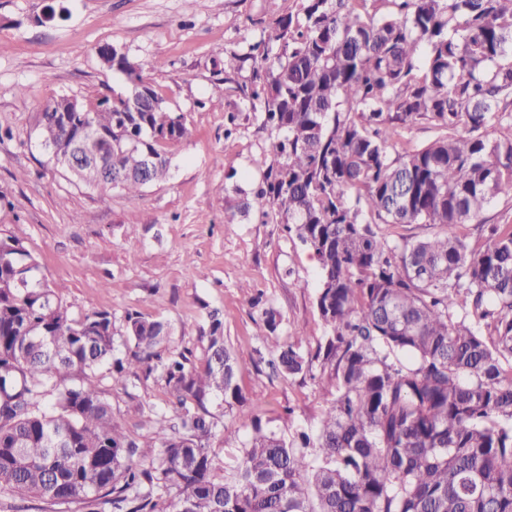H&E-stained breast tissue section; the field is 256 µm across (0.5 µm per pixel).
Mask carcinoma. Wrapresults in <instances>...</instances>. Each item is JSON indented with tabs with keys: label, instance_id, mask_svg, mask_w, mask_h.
<instances>
[{
	"label": "carcinoma",
	"instance_id": "1",
	"mask_svg": "<svg viewBox=\"0 0 512 512\" xmlns=\"http://www.w3.org/2000/svg\"><path fill=\"white\" fill-rule=\"evenodd\" d=\"M215 55L251 63L239 91L276 132L263 185L237 190V209L273 211L317 262L320 427L287 437L245 408L219 311L200 365L188 349L162 355L172 328L139 311L120 358L111 312L72 316L34 255L0 240V495L87 512H512V224L484 218L512 196V0H302L249 53ZM112 67L125 91L47 104L39 136L93 158L77 182L101 184V160L112 188L137 194L168 178L164 146L191 131L144 64L114 47ZM418 120L443 134L391 156ZM497 125L500 138L480 134ZM376 224L440 230L391 244ZM281 321L265 308L258 335L294 377L311 360L304 337L277 336ZM103 367L164 382L150 450L114 422ZM212 403L252 430L224 467Z\"/></svg>",
	"mask_w": 512,
	"mask_h": 512
}]
</instances>
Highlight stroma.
I'll return each mask as SVG.
<instances>
[{"label": "stroma", "mask_w": 512, "mask_h": 512, "mask_svg": "<svg viewBox=\"0 0 512 512\" xmlns=\"http://www.w3.org/2000/svg\"><path fill=\"white\" fill-rule=\"evenodd\" d=\"M301 0H0V239L38 262L73 316L108 310L162 317L178 348L203 360L207 313L219 310L224 339L243 365L238 384L265 427L316 428L319 379L272 371L258 337L261 306L282 316L283 336H305L313 357L323 334L315 306L318 268L276 217L235 208L237 189L263 182L273 134L243 97L251 68L223 76L215 49L243 55ZM117 47L144 63L143 78L182 114L188 140L168 144L166 182L129 196L74 183L41 150L37 117L53 100L85 103L124 90L100 57ZM114 421L135 428L163 408L155 377H104Z\"/></svg>", "instance_id": "35a3bbf8"}]
</instances>
